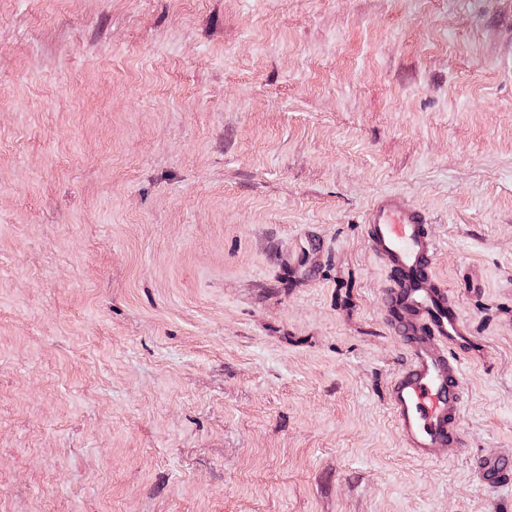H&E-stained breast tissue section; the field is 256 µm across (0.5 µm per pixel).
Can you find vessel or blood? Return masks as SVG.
Here are the masks:
<instances>
[{
  "instance_id": "obj_1",
  "label": "vessel or blood",
  "mask_w": 512,
  "mask_h": 512,
  "mask_svg": "<svg viewBox=\"0 0 512 512\" xmlns=\"http://www.w3.org/2000/svg\"><path fill=\"white\" fill-rule=\"evenodd\" d=\"M364 224L392 277L385 297L387 320L409 355L387 391L402 446L422 461L434 460L442 448L456 457L463 446L462 360L476 354L477 342L447 289L430 283L436 245L425 213L388 193L369 206Z\"/></svg>"
}]
</instances>
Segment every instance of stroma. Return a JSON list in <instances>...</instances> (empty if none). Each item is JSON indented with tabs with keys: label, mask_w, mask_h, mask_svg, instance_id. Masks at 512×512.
<instances>
[{
	"label": "stroma",
	"mask_w": 512,
	"mask_h": 512,
	"mask_svg": "<svg viewBox=\"0 0 512 512\" xmlns=\"http://www.w3.org/2000/svg\"><path fill=\"white\" fill-rule=\"evenodd\" d=\"M486 359L413 458L362 218ZM512 0H0V512H512Z\"/></svg>",
	"instance_id": "obj_1"
}]
</instances>
